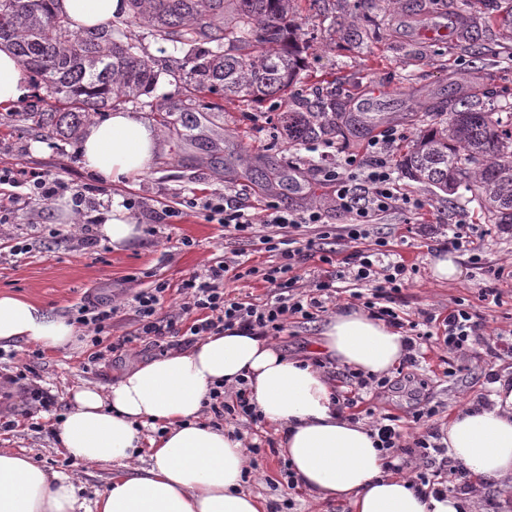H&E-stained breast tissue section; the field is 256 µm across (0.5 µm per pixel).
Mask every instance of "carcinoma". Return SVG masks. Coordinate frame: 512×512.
Here are the masks:
<instances>
[{"mask_svg":"<svg viewBox=\"0 0 512 512\" xmlns=\"http://www.w3.org/2000/svg\"><path fill=\"white\" fill-rule=\"evenodd\" d=\"M55 2L0 0V48L11 50L55 101L46 106L40 97L20 117L50 136L74 135L107 108L149 93L157 72L130 30L142 19L156 41L188 47L197 92L262 101L285 93L302 70L300 34L288 21L294 0H128L124 26L84 32L71 28ZM330 109L336 102L296 104L285 116L288 139L327 142L382 122L351 112L341 129ZM430 117L401 153L404 176L475 202L490 223L512 228V113L487 112L462 96Z\"/></svg>","mask_w":512,"mask_h":512,"instance_id":"obj_1","label":"carcinoma"}]
</instances>
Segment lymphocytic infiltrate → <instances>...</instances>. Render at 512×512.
<instances>
[{
	"mask_svg": "<svg viewBox=\"0 0 512 512\" xmlns=\"http://www.w3.org/2000/svg\"><path fill=\"white\" fill-rule=\"evenodd\" d=\"M402 133L390 130L370 139L365 158L345 151H338L324 167L326 181L336 186L335 206L348 214L350 224L345 233L349 240L363 238L365 226L379 212L401 206L411 214L424 210L425 204L417 198L401 193L392 177L387 157ZM190 207H202L210 219L218 221L229 235L251 234L254 216L245 206L230 203L228 199L205 198L190 200ZM270 250L276 251L279 261L276 265L262 269L260 276L271 287L270 298L256 302L247 298L233 297L226 293V277L242 279L243 273L236 260L227 259L207 266L203 271L192 274L182 281L178 292L182 301L178 308L166 311L162 304L168 291L167 283L159 282L154 287L137 292L133 301L138 322V335L152 340L158 347H172L174 339L193 343L198 337L218 334L236 328L250 335L275 336L280 334L289 319L300 317L310 319L314 313L326 311L328 304L335 302L339 292L338 282L349 279L360 283L359 291L352 297L361 301L368 312L377 319L401 329L405 323L393 309L404 284L409 281L410 269L404 261L386 260L385 250H358L336 262L329 254H322L321 269L315 270L310 288L299 286L298 266L307 260L312 244L292 246L289 238L266 236ZM115 307L100 302H88L79 307L77 323L85 326L89 335L88 356L90 363L105 360L120 350V343L114 342L109 334L112 320L117 315ZM442 323L441 334H433L429 327ZM423 323L425 332L405 335L408 364H416L422 342L434 341L440 350L462 356L484 348L487 359L496 360L502 355L512 354V340L503 335L485 336L484 325L479 314L464 301L449 307L443 320L426 315ZM215 417L231 423L240 421L255 425L261 423L263 415L247 394L245 384L226 389L224 384L210 388L205 399ZM436 408L419 409L413 416L419 432L413 438H405L395 416L367 411L366 416L372 433L376 434V448L384 456L395 459L399 455L419 456L425 462V469L416 476L418 484L429 487L434 495L460 492L471 493L474 489L469 473L459 462L448 456V448L441 441V435L433 419Z\"/></svg>",
	"mask_w": 512,
	"mask_h": 512,
	"instance_id": "1",
	"label": "lymphocytic infiltrate"
}]
</instances>
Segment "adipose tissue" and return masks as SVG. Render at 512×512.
Segmentation results:
<instances>
[{
    "instance_id": "adipose-tissue-1",
    "label": "adipose tissue",
    "mask_w": 512,
    "mask_h": 512,
    "mask_svg": "<svg viewBox=\"0 0 512 512\" xmlns=\"http://www.w3.org/2000/svg\"><path fill=\"white\" fill-rule=\"evenodd\" d=\"M58 12L77 29L122 17L125 0H58ZM27 74L0 51V106L27 94ZM160 132L131 112H112L91 124L81 141L86 169L114 185L149 170ZM67 319L24 298L0 296V347L19 340L51 351L72 345ZM321 355L381 376L405 354L403 337L361 309L332 315L319 341ZM246 379L253 401L281 438L279 454L316 502L344 500L351 512H467L468 501L443 499L385 473L368 425L341 412L322 367L284 355L270 340L232 329L190 348L125 371L106 387L84 384L69 397L58 426L62 448L76 462L112 467L93 500L78 496L77 477L50 473L23 453L0 450V512H267L243 490L248 457L241 440L202 422L203 401L218 383ZM486 407L455 409L445 430L448 453L473 476L512 491V385L493 384ZM149 460L137 466L139 448Z\"/></svg>"
}]
</instances>
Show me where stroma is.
<instances>
[{
	"label": "stroma",
	"mask_w": 512,
	"mask_h": 512,
	"mask_svg": "<svg viewBox=\"0 0 512 512\" xmlns=\"http://www.w3.org/2000/svg\"><path fill=\"white\" fill-rule=\"evenodd\" d=\"M503 2L434 0L427 20L413 24L407 13L389 9L385 0H324L323 9L336 18L335 29L327 30L314 18L307 0H299L296 21L303 32L304 70L284 95L262 102L189 94L179 79L188 68L185 49L157 42L147 26L137 27L159 79L156 90L142 96L133 111L161 129L163 138L150 170L126 186L102 182L89 173L78 141L45 137L31 123L9 119L0 107V165L34 169L66 186L56 199L6 212V223L0 225V294L30 299L70 321L84 298L102 300L119 310L112 321V337L128 339L109 362L91 366L86 363L85 340L66 351L42 353L35 344L21 341L0 352V375L26 371L29 383L56 396L58 412L63 414L73 387L110 385L128 368L161 357L158 347L136 334L134 294L157 281L174 287L193 272L236 254L256 263H276V254L266 251L261 242L271 232L263 222L271 205L293 213L321 212L322 224L298 228L294 236L301 241L320 240L324 249L335 250L337 258L384 240L406 263L415 265L416 272L396 303L401 317L415 321L428 314L442 317L450 301L462 298L474 305L486 333L512 330V231L504 233L488 223L476 204L449 203L447 195L401 177L397 180L401 191L424 201L423 219H414L398 206L374 215L359 242L334 236L320 239L323 225L341 228L350 222L334 206L335 187L325 181L320 160L322 152L341 149L344 142L337 137L328 145H294L283 130V115L294 103L313 105L330 92L336 95L337 111L385 113L390 127L410 136L427 124L426 109L447 108L450 92L458 87L488 111L512 112V31L498 21ZM233 150L241 154L242 162L230 175L224 160ZM254 166L275 173L273 190L250 178L248 170ZM203 193L224 195L250 207L256 219L253 233L226 236L204 211L187 207L189 198ZM79 195L99 203L104 213L113 199L131 203L139 236L122 252L105 242L94 250L80 247L84 226L69 223L64 212L70 205L75 213L84 214V207L75 202ZM143 201L158 210L177 211L176 216L161 218L159 234L148 230L139 207ZM458 222L468 224L473 251L444 250V236L430 231L436 224ZM443 254L461 267L458 279L439 282L433 277L431 261ZM496 269L501 272L497 278L492 275ZM484 288L496 290L499 305L480 301ZM357 305V300L341 295L314 319L289 320L274 342L288 357L318 359L317 344L330 314ZM491 368L512 378V358ZM491 368L475 354L460 357L428 348L416 365L400 364L389 372L387 391L363 392V405L399 416L401 427L408 431L415 410L428 402L441 407L435 421L442 425L454 407L491 394L486 379ZM54 415L38 414L43 425L39 431L29 429L24 421L12 431H0V448L24 452L50 471L78 472L81 496L93 498L112 471L75 465L57 438ZM242 433L245 439L257 436L264 441L247 488L267 507H279L280 512H351L348 503H316L302 489L281 485V456L272 425L246 427Z\"/></svg>",
	"instance_id": "35a3bbf8"
}]
</instances>
